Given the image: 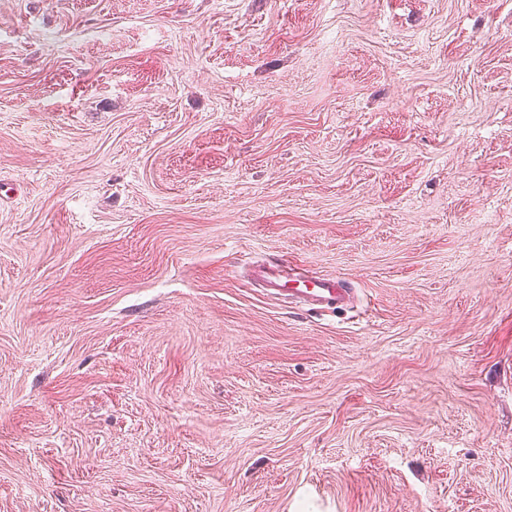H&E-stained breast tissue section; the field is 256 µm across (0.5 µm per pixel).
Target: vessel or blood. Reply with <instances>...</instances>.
<instances>
[{"mask_svg":"<svg viewBox=\"0 0 512 512\" xmlns=\"http://www.w3.org/2000/svg\"><path fill=\"white\" fill-rule=\"evenodd\" d=\"M252 279L268 295L285 302H299L312 310L342 312L354 302V292L344 278L330 274L287 273L277 261H257Z\"/></svg>","mask_w":512,"mask_h":512,"instance_id":"vessel-or-blood-1","label":"vessel or blood"}]
</instances>
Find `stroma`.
<instances>
[{
	"instance_id": "obj_1",
	"label": "stroma",
	"mask_w": 512,
	"mask_h": 512,
	"mask_svg": "<svg viewBox=\"0 0 512 512\" xmlns=\"http://www.w3.org/2000/svg\"><path fill=\"white\" fill-rule=\"evenodd\" d=\"M0 512H512V0H0ZM291 264L279 261H257L250 267L252 279L268 295L285 302H299L310 310L342 312L354 302L348 281L330 274L287 273Z\"/></svg>"
}]
</instances>
